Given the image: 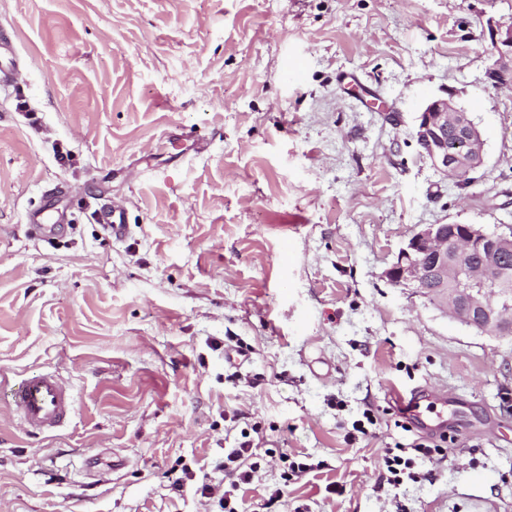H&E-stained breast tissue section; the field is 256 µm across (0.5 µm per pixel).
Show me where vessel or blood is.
<instances>
[{
	"label": "vessel or blood",
	"mask_w": 512,
	"mask_h": 512,
	"mask_svg": "<svg viewBox=\"0 0 512 512\" xmlns=\"http://www.w3.org/2000/svg\"><path fill=\"white\" fill-rule=\"evenodd\" d=\"M15 46L10 38L0 39V83H9L17 68ZM114 236L126 230L124 210L116 204L102 205L97 213ZM13 406L24 424L33 432H52L66 425L74 412V397L59 377L49 372H34L22 380L14 392Z\"/></svg>",
	"instance_id": "1"
}]
</instances>
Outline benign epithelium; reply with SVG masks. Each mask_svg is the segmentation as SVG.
I'll return each mask as SVG.
<instances>
[{"label":"benign epithelium","instance_id":"benign-epithelium-1","mask_svg":"<svg viewBox=\"0 0 512 512\" xmlns=\"http://www.w3.org/2000/svg\"><path fill=\"white\" fill-rule=\"evenodd\" d=\"M495 61L485 72L494 87L512 86V24L491 32ZM462 150L448 151V131ZM420 154L441 177L458 182L484 165L483 139L468 110L453 96L429 100L417 118L414 133ZM512 243V225L488 232L478 224H462L448 235L446 224H422L383 272L391 284L414 288L421 296L462 324L480 332L504 336L512 332V289L501 267L502 248ZM482 254L473 266L465 257Z\"/></svg>","mask_w":512,"mask_h":512}]
</instances>
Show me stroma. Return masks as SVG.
Here are the masks:
<instances>
[{"label": "stroma", "instance_id": "35a3bbf8", "mask_svg": "<svg viewBox=\"0 0 512 512\" xmlns=\"http://www.w3.org/2000/svg\"><path fill=\"white\" fill-rule=\"evenodd\" d=\"M510 22L512 0H0V512H220L199 489L245 441V512L279 488L280 512H512V336L383 277L419 225L512 224V89L485 79ZM450 94L485 141L464 189L413 137ZM41 207L71 224L33 236ZM36 371L76 399L49 433L12 406ZM422 388L447 453L378 488ZM284 453L312 466L291 485ZM17 55L15 46L11 38L0 37V83L5 85L9 83L17 68ZM98 224H103L112 235L121 237L126 230L124 209L116 204H104L96 213Z\"/></svg>", "mask_w": 512, "mask_h": 512}]
</instances>
